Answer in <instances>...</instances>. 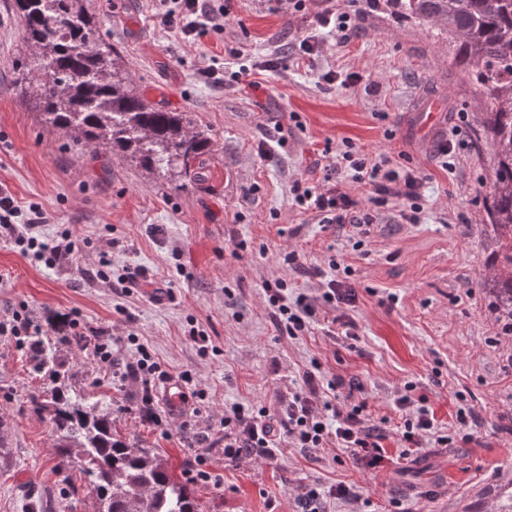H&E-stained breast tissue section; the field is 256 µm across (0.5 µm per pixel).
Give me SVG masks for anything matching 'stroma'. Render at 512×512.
I'll use <instances>...</instances> for the list:
<instances>
[{
	"label": "stroma",
	"mask_w": 512,
	"mask_h": 512,
	"mask_svg": "<svg viewBox=\"0 0 512 512\" xmlns=\"http://www.w3.org/2000/svg\"><path fill=\"white\" fill-rule=\"evenodd\" d=\"M84 5L104 21L134 85L150 101L191 113L213 152L202 178L178 182L46 127L10 85L26 51L13 0H0V186L21 209L48 214L41 240L68 232L75 244L50 267L0 238V319L22 309L40 328L51 313L78 320L89 345L57 348L71 387L111 403L118 433L159 453L178 476L206 458L213 478L194 484L202 512H296L308 488L339 483L356 486L360 501L327 497L322 512H512V319L486 284L497 251L486 222L492 154L480 133V90L454 64L447 35L395 14L388 0H341L350 31L324 33L319 55L303 62L297 41L311 18L291 0H234L223 30L186 40L164 28L151 0ZM233 47L246 56L229 57ZM267 59L278 65L258 74V89L233 81L239 67ZM208 67L217 81L201 77ZM352 73L361 86L350 92L340 81ZM429 97L445 101L447 126L460 129L448 170L408 126V112ZM270 140L272 155L261 157L260 143ZM349 146L389 153L422 177L421 224L394 223L386 208L356 249L345 230L297 206L295 181L323 185L326 166ZM242 240L247 251L233 257ZM291 251L305 272L288 270L283 257ZM102 255L109 264L100 279ZM332 258L353 271L356 299L337 313L355 323L354 335L317 327L297 339L278 336L264 282L287 278L320 303L313 270ZM134 266L170 285V296L158 300L123 283ZM194 326L208 336V352L191 340ZM131 333L138 343L128 341ZM100 342L116 364L133 361L142 343L172 382L190 373L188 404L171 403L157 383L159 419H145L137 385L100 363ZM314 359L327 376L355 385V400L383 421V467L363 468L333 444L288 447L274 460L225 458V405L273 406L298 388ZM33 366L29 337L0 334V512H32L33 493L50 512H96L84 474L57 453L49 412L31 408L44 384ZM410 381L453 435L448 447L402 452L393 399ZM463 405L477 423H457Z\"/></svg>",
	"instance_id": "35a3bbf8"
}]
</instances>
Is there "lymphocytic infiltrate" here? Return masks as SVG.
I'll list each match as a JSON object with an SVG mask.
<instances>
[{
  "instance_id": "lymphocytic-infiltrate-1",
  "label": "lymphocytic infiltrate",
  "mask_w": 512,
  "mask_h": 512,
  "mask_svg": "<svg viewBox=\"0 0 512 512\" xmlns=\"http://www.w3.org/2000/svg\"><path fill=\"white\" fill-rule=\"evenodd\" d=\"M157 18L170 29H178L189 38L199 31L223 29L232 13L231 0L214 4L213 0H153ZM296 11L311 14L313 30L299 42L301 58L318 56L322 41L320 30L343 32L351 16L338 9L336 0H295ZM338 170L350 174L353 182L370 187L367 200L361 201L339 192L336 187L318 190L295 183L297 205L310 213L319 223L350 227L352 234L369 236L381 208L397 204L395 218L401 224L421 221L422 208L418 203L423 179L411 169L397 167L390 155H366L344 151ZM47 216L38 206L21 210L12 195L0 187V236L13 240L18 246L34 251L47 262L69 256L74 244L69 236L48 243L42 241L36 229L46 223ZM273 324L280 335L296 338L312 332L317 323L318 306L308 303L305 295L289 297L288 282L278 279L263 285ZM128 376L141 385L140 402L143 415L156 420L152 389L157 381L167 380L168 374L152 357L146 347H139L138 357L126 366ZM341 378H327L319 361H312L303 371L301 383L291 396L280 399L275 408L254 407L233 403L224 409V455L233 460L252 456L274 458L284 444L295 448L319 449L329 441L348 449L353 458L367 468L379 466L383 459L381 436L371 426L366 414V402H350L342 392ZM413 383H405L395 400L406 418L401 443L406 448H444L450 438L447 428L438 425L425 397L414 394Z\"/></svg>"
}]
</instances>
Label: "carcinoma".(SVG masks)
<instances>
[{
    "mask_svg": "<svg viewBox=\"0 0 512 512\" xmlns=\"http://www.w3.org/2000/svg\"><path fill=\"white\" fill-rule=\"evenodd\" d=\"M402 16L448 34L455 62L470 71L485 98V130L493 157L486 218L498 236L491 288L512 319V0H392ZM35 77L17 73L46 126L95 143L164 176L200 177L212 140L186 112L149 102L134 86L122 55L108 43L83 0H14ZM68 336H33L39 372L55 382L63 364L53 349ZM50 411L59 455L86 476L97 512H200L192 484L174 477L149 448L123 439L112 407L67 386L30 398Z\"/></svg>",
    "mask_w": 512,
    "mask_h": 512,
    "instance_id": "1",
    "label": "carcinoma"
}]
</instances>
